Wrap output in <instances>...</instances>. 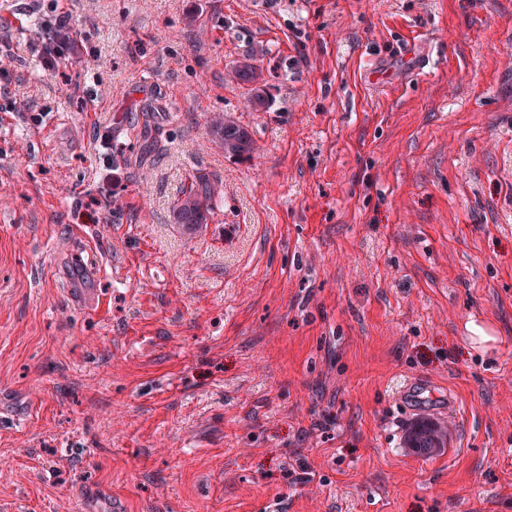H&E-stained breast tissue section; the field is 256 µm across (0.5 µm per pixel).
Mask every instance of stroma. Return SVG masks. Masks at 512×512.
I'll return each mask as SVG.
<instances>
[{"label": "stroma", "instance_id": "obj_1", "mask_svg": "<svg viewBox=\"0 0 512 512\" xmlns=\"http://www.w3.org/2000/svg\"><path fill=\"white\" fill-rule=\"evenodd\" d=\"M252 2L0 0V505L512 512V0ZM52 21H54V23ZM67 26H68V20L65 15H63V16L56 15L55 18H53L52 20L51 19L48 20V23L45 25V27H47L49 32L52 33V37L49 36V38H48L49 42L45 49V56L47 59H49V57H53L52 60L55 61L56 58H61L62 56L65 55V52L67 51L68 46L63 47V48H60L59 46H57L56 35H57L58 31L65 29ZM259 53L260 51L252 50L250 53L246 54L242 61H239L238 64L232 69V75L237 80V82L247 86L255 85L254 88L250 89V101L255 108H260L265 105V99L260 93V89L256 87V84L260 79V72L257 66L253 63ZM209 127L211 133L224 145L226 153L245 156L255 152V141L250 133L231 118L220 114L210 116ZM215 203L213 182L204 174L194 175L174 204L173 222L180 224L187 232H195L203 224H208L211 215L215 213ZM446 434L439 424L431 419L422 418L415 421L408 429L406 444L425 454L434 448H445Z\"/></svg>", "mask_w": 512, "mask_h": 512}]
</instances>
